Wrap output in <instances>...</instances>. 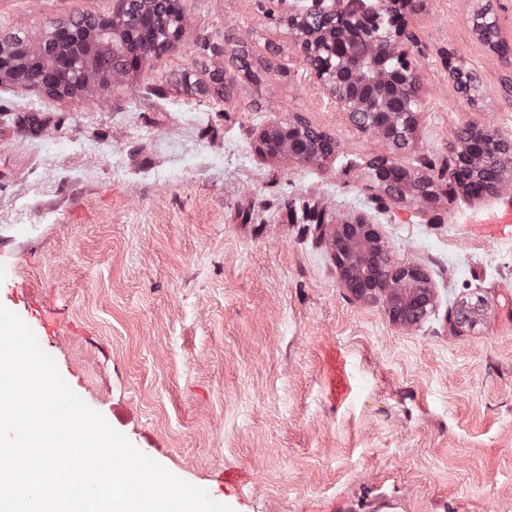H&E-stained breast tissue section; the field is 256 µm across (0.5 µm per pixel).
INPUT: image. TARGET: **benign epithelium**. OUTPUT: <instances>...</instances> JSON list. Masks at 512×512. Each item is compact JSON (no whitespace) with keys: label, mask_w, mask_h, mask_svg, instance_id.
Here are the masks:
<instances>
[{"label":"benign epithelium","mask_w":512,"mask_h":512,"mask_svg":"<svg viewBox=\"0 0 512 512\" xmlns=\"http://www.w3.org/2000/svg\"><path fill=\"white\" fill-rule=\"evenodd\" d=\"M417 0H312L288 15L301 54L327 93L354 126L399 149L414 143L419 110V79L400 47L411 37L397 22ZM188 0H116L110 15L86 14L58 24L38 47L16 45V32L0 31V84L8 82L50 95L74 97L98 78L117 86L118 77L143 58L136 36L158 33L162 12L184 18ZM473 31L485 45L499 33L496 16L473 18ZM24 54H19V50ZM462 74L458 93L475 99V74ZM336 140L299 120L278 122L258 135V150L269 158L288 156L320 161L336 151ZM374 188L395 204H426L448 193L444 184L469 200L496 194L512 176V135L484 126L466 125L448 146V162L439 177L411 170L375 156L369 160ZM328 248L343 288L358 299L384 298L393 322L412 326L435 306L427 272L418 264L398 261L385 245L377 225L362 215L325 220L312 216ZM481 300L460 301L450 319L458 327L474 326Z\"/></svg>","instance_id":"7a95c632"}]
</instances>
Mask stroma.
I'll use <instances>...</instances> for the list:
<instances>
[{
    "mask_svg": "<svg viewBox=\"0 0 512 512\" xmlns=\"http://www.w3.org/2000/svg\"><path fill=\"white\" fill-rule=\"evenodd\" d=\"M291 3L190 0L182 40L75 99L0 85V265L27 287L11 310L89 408L232 512H512V232L481 229L512 216V181L399 206L376 198L367 167L383 155L434 175L465 124L512 132V0L405 12L421 103L403 151L323 89ZM487 4L508 53L472 29ZM114 5L0 0V29L35 45ZM455 67L477 75V105ZM295 117L335 153L260 155L259 131ZM318 211L366 214L427 270L434 310L402 326L351 296ZM477 297L481 321L451 329L449 311ZM228 468L242 488L221 484Z\"/></svg>",
    "mask_w": 512,
    "mask_h": 512,
    "instance_id": "obj_1",
    "label": "stroma"
}]
</instances>
